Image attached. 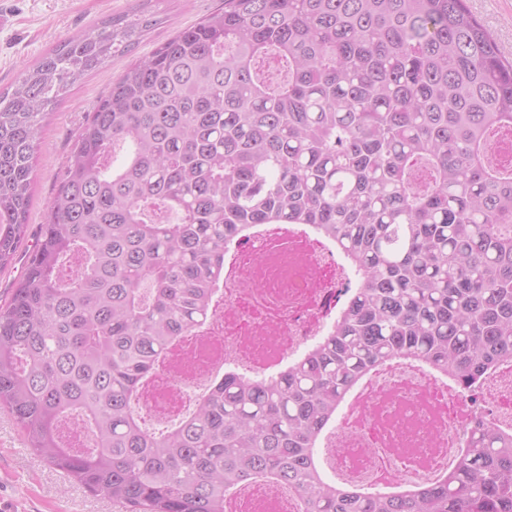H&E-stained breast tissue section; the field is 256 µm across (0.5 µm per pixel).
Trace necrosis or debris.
Here are the masks:
<instances>
[{
    "mask_svg": "<svg viewBox=\"0 0 512 512\" xmlns=\"http://www.w3.org/2000/svg\"><path fill=\"white\" fill-rule=\"evenodd\" d=\"M351 281L334 246L305 225L261 224L224 255L216 319L186 351L190 368L166 359L139 399L150 417L174 421L228 361L262 376L302 356L334 321ZM512 417V362L476 390L426 364L397 360L368 374L321 443L323 462L341 481L399 487L430 481L455 466L477 406ZM295 490L254 483L236 490L232 512H299Z\"/></svg>",
    "mask_w": 512,
    "mask_h": 512,
    "instance_id": "1",
    "label": "necrosis or debris"
}]
</instances>
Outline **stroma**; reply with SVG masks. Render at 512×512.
<instances>
[{
	"mask_svg": "<svg viewBox=\"0 0 512 512\" xmlns=\"http://www.w3.org/2000/svg\"><path fill=\"white\" fill-rule=\"evenodd\" d=\"M471 11L512 60V0H466ZM220 0H0V89L14 84L21 69L76 34L99 29L112 17L134 11L153 20L131 52L113 57L71 86L46 115L35 150L29 237L12 262L0 269V305L9 301L24 272L29 250L50 211L78 133L99 100L130 63L148 56L174 31L190 26L217 9ZM0 503L10 512H125L110 499L95 496L52 469L28 447L11 416L0 409Z\"/></svg>",
	"mask_w": 512,
	"mask_h": 512,
	"instance_id": "1",
	"label": "stroma"
}]
</instances>
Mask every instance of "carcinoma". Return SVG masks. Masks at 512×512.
Here are the masks:
<instances>
[{
	"label": "carcinoma",
	"instance_id": "carcinoma-1",
	"mask_svg": "<svg viewBox=\"0 0 512 512\" xmlns=\"http://www.w3.org/2000/svg\"><path fill=\"white\" fill-rule=\"evenodd\" d=\"M142 29L112 18L0 92V268L27 237L42 118ZM255 224L329 240L348 301L285 369L229 371L148 430L132 402L213 317L224 253ZM400 357L467 389L512 358V64L466 0H224L176 31L95 107L0 306V408L128 512H225L258 479L304 512H512V435L491 417L432 484L369 493L322 471L346 397ZM72 419L94 447L69 446Z\"/></svg>",
	"mask_w": 512,
	"mask_h": 512
}]
</instances>
